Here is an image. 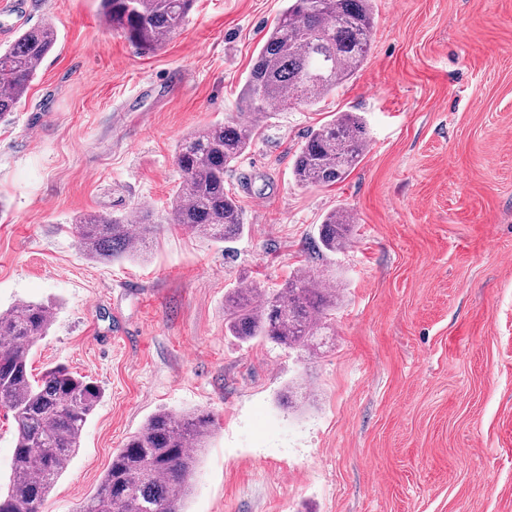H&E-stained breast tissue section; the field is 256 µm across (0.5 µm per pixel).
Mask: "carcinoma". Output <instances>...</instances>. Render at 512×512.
I'll return each mask as SVG.
<instances>
[{
    "label": "carcinoma",
    "mask_w": 512,
    "mask_h": 512,
    "mask_svg": "<svg viewBox=\"0 0 512 512\" xmlns=\"http://www.w3.org/2000/svg\"><path fill=\"white\" fill-rule=\"evenodd\" d=\"M269 29L247 76L239 108L252 116L293 104L314 105L365 62L372 38V0H287ZM194 0H101L105 23L144 49L157 47L185 23ZM56 43L50 25L22 32L0 49V120L26 96L40 64ZM259 133L253 122L215 123L184 136L175 163L181 181L169 221L213 243H230L246 228L236 197L224 190V171ZM368 147L355 112L312 129L296 153L293 176L302 187H329L361 162ZM343 209L327 214L319 244L331 253L349 243ZM84 254L103 260L133 256L157 231L149 208L131 227L125 215L88 214L74 225ZM338 290L308 273L288 276L282 288H234L224 296L225 332L243 343L268 340L303 359L321 348L328 311ZM54 319L53 308L20 301L0 311V407L15 423L12 475L0 490V512H41L64 466L80 445L102 391L89 378L57 365L36 379L28 367L32 347ZM215 427L208 413L159 409L112 456L84 512H182L198 455Z\"/></svg>",
    "instance_id": "cac0c4a2"
}]
</instances>
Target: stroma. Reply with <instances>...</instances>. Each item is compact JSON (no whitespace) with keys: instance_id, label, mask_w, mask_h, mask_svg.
Returning <instances> with one entry per match:
<instances>
[{"instance_id":"stroma-1","label":"stroma","mask_w":512,"mask_h":512,"mask_svg":"<svg viewBox=\"0 0 512 512\" xmlns=\"http://www.w3.org/2000/svg\"><path fill=\"white\" fill-rule=\"evenodd\" d=\"M0 47L58 39L0 121V310L48 304L33 376L59 364L102 397L44 512H80L112 455L160 408L216 420L183 512H512V0H373L363 67L312 106L270 113L224 175L247 228L230 245L170 224L183 136L239 119L284 0H194L145 51L101 0H22ZM366 122L362 162L298 186L308 131ZM152 210L146 256L80 250L87 213ZM354 217L343 251L325 216ZM306 270L342 288L311 361L224 331V295ZM300 382L308 399L280 400ZM351 220L344 209L327 214L319 228V244L331 253L343 250L349 243Z\"/></svg>"}]
</instances>
